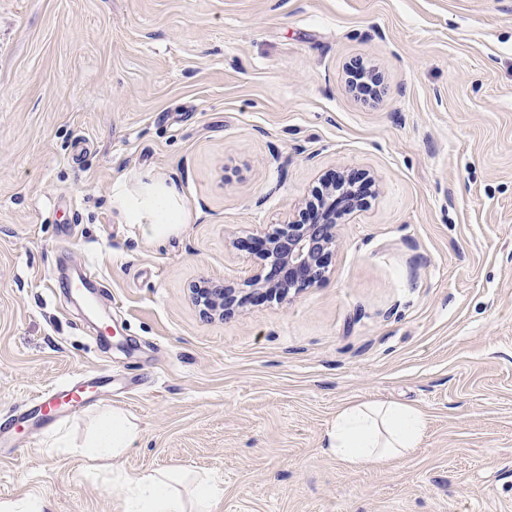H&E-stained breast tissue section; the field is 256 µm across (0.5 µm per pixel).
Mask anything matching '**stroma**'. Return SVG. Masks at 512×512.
Returning <instances> with one entry per match:
<instances>
[{"instance_id":"stroma-1","label":"stroma","mask_w":512,"mask_h":512,"mask_svg":"<svg viewBox=\"0 0 512 512\" xmlns=\"http://www.w3.org/2000/svg\"><path fill=\"white\" fill-rule=\"evenodd\" d=\"M341 174L373 194L325 280L204 317L192 288L247 282ZM149 181L189 211L153 243L112 203ZM93 371L60 426L122 407L121 467L206 475L215 512H512V0H0V422ZM368 401L423 412L413 455L327 454ZM48 432L0 446V501L123 512Z\"/></svg>"}]
</instances>
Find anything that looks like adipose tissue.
<instances>
[{"label":"adipose tissue","mask_w":512,"mask_h":512,"mask_svg":"<svg viewBox=\"0 0 512 512\" xmlns=\"http://www.w3.org/2000/svg\"><path fill=\"white\" fill-rule=\"evenodd\" d=\"M113 201L127 223L138 225L142 237L156 242L177 233L188 221L177 184L151 185L141 197L123 187L113 190ZM426 428L422 412L389 402H363L343 407L327 437L331 456L352 467H363L384 459H405L420 444ZM141 430L134 418L121 408L103 412L88 438L81 443L65 430L52 436L54 448L77 452L97 468L110 469L113 485L123 493L124 512H213L220 492L207 477L196 478L191 499H184L178 471L148 472L135 477L121 473L119 460Z\"/></svg>","instance_id":"adipose-tissue-1"}]
</instances>
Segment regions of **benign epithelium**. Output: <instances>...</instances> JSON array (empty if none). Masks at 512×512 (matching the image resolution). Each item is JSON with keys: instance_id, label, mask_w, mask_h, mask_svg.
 <instances>
[{"instance_id": "1", "label": "benign epithelium", "mask_w": 512, "mask_h": 512, "mask_svg": "<svg viewBox=\"0 0 512 512\" xmlns=\"http://www.w3.org/2000/svg\"><path fill=\"white\" fill-rule=\"evenodd\" d=\"M350 183L352 178L341 176L314 191L317 202L306 204L258 241L264 264L247 281V287L285 299L293 289L309 288L324 280L340 220L367 204V191L358 192ZM193 296L207 318L229 316L247 301L243 289L224 282L206 281L193 288Z\"/></svg>"}]
</instances>
